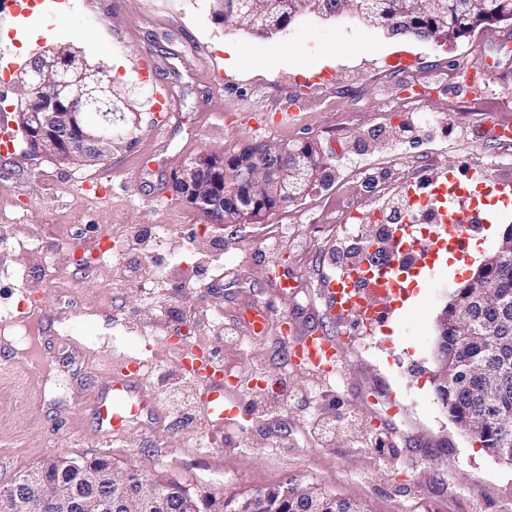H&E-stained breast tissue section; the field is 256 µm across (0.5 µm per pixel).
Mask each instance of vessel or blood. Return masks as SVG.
I'll use <instances>...</instances> for the list:
<instances>
[{"mask_svg": "<svg viewBox=\"0 0 512 512\" xmlns=\"http://www.w3.org/2000/svg\"><path fill=\"white\" fill-rule=\"evenodd\" d=\"M480 193L495 195L507 205L512 203V184L498 179L487 177L473 184L451 169L428 180L419 199L433 212L434 222L423 240H416L412 225H396L393 251L377 262L373 272L354 280L359 294L376 310L379 322H386L402 308L417 279L439 270L440 252L467 251L470 238L462 232V225L493 222L492 213L478 205L476 196ZM286 359L306 364L325 377L338 373L343 366L337 337L320 329L296 336ZM182 364L190 379L207 392L206 416L220 425L235 424L238 417L246 416L244 401L225 389L224 370L214 355L189 346ZM143 370L142 360H120L107 395L94 400L93 410L103 436L121 435L142 412H155L154 396L144 388Z\"/></svg>", "mask_w": 512, "mask_h": 512, "instance_id": "1", "label": "vessel or blood"}]
</instances>
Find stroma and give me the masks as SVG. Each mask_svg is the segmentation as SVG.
Here are the masks:
<instances>
[{
    "instance_id": "obj_1",
    "label": "stroma",
    "mask_w": 512,
    "mask_h": 512,
    "mask_svg": "<svg viewBox=\"0 0 512 512\" xmlns=\"http://www.w3.org/2000/svg\"><path fill=\"white\" fill-rule=\"evenodd\" d=\"M5 2L0 53L21 65L75 41L89 63L111 65L129 114L101 163H59L23 143L0 158V232L15 242L0 249V315L15 311V328L26 329L23 300L82 339L76 349L38 334L35 356L53 390L22 370L0 372V486L54 455H107L198 499L298 482L367 512H512V466L459 433L432 382L437 319L512 227V206L477 257L422 279L415 306L384 329L340 320L324 294L350 242L336 222L344 211L389 214L403 184L448 168L512 178V146L484 127L489 116L512 123V22L449 43L412 39L406 71L393 65L391 37L351 13H307L260 37L215 21L208 0H66L61 14L34 0L40 34L26 46L24 20ZM142 60L170 88L172 118L160 133L156 90L136 72ZM474 65L486 71L477 90L462 83ZM292 109L302 121L280 123ZM260 143H308L333 164L262 223L198 233L203 219L177 200L173 173L191 156ZM91 176L111 178L106 199L81 191ZM156 224L176 228L160 249L149 237ZM149 269L162 272L159 286L140 284ZM274 269L297 280L295 292L270 288ZM257 304L274 318L261 337L243 320ZM312 328L350 338L335 380L283 364L285 335ZM188 345L230 370L250 415L244 428L212 429L201 386L180 368ZM125 356L153 361L145 386L161 416L109 440L92 401Z\"/></svg>"
}]
</instances>
